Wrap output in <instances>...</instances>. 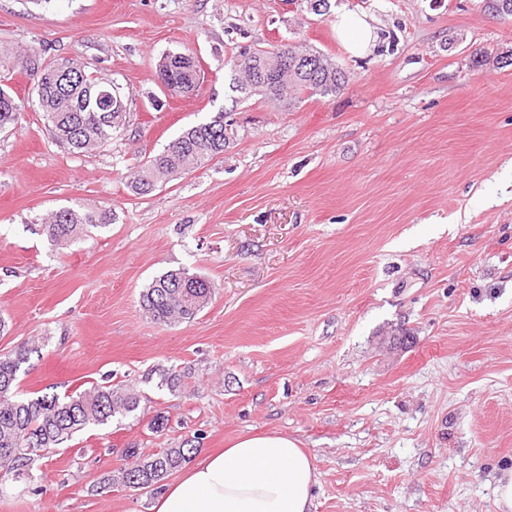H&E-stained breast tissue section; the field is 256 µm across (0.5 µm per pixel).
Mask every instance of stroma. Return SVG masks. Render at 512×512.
Returning <instances> with one entry per match:
<instances>
[{"label": "stroma", "mask_w": 512, "mask_h": 512, "mask_svg": "<svg viewBox=\"0 0 512 512\" xmlns=\"http://www.w3.org/2000/svg\"><path fill=\"white\" fill-rule=\"evenodd\" d=\"M0 0V46L47 47L130 97L124 132L76 157L27 104L0 133V355L36 337L20 391L107 382L134 415L0 484V512H150L153 492L101 487L129 448L205 455L248 433L300 441L312 512H499L512 469V17L483 0ZM365 13L362 56L336 14ZM302 43L349 75L288 108L231 102L239 47ZM191 51L197 92L165 95L162 54ZM225 112L223 156L146 196L130 183L188 126ZM116 216L65 249L41 224L64 207ZM214 294L190 322L156 323L141 292L177 269ZM410 335L412 346L395 337ZM192 367L169 393L161 369ZM164 416L167 426L151 422ZM373 20L363 13L344 11L336 15V36L352 55L368 52L376 38Z\"/></svg>", "instance_id": "1"}]
</instances>
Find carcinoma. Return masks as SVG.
<instances>
[{
  "label": "carcinoma",
  "mask_w": 512,
  "mask_h": 512,
  "mask_svg": "<svg viewBox=\"0 0 512 512\" xmlns=\"http://www.w3.org/2000/svg\"><path fill=\"white\" fill-rule=\"evenodd\" d=\"M299 55L311 57L316 77L298 71H286L279 56L264 47L243 48L230 63L242 94L249 96L252 70L268 72L272 89L281 93L282 101L292 103L309 93L334 96L348 84V75L314 49H301ZM34 78L37 110L42 112L45 126L56 143L73 155H84L107 146L126 124V110L102 111L95 103L99 90L112 81L97 78L84 67L64 57H49L46 50L29 48L21 52L0 49V131L16 126L25 109L10 86L16 70ZM66 70L72 76L65 91H55L57 72ZM157 76L171 96H181L196 90L199 67L196 58L185 52H168L158 62ZM231 136L224 125V113L194 125L173 139L137 171L132 190L138 195L150 193L163 179H172L189 169L203 166L224 155ZM112 223V214L94 212L80 207H67L51 213L43 224V234L54 249L66 248L91 236L92 230ZM213 285L204 277L187 270H172L156 277L140 296L145 317L158 323L193 320L212 298ZM37 349L35 342H23L12 353L0 355V453L11 450L13 463L30 480L36 461L52 448L69 442L84 430L121 420L140 407L141 396L132 386H93L83 392L60 397L44 393L22 397L16 388L17 374L29 355ZM195 379L192 368L172 370L159 376L157 387L170 392H183ZM201 435L187 438L176 448H162L144 453L138 448L127 450L134 459L131 467L106 478L135 490L157 491L163 483L197 451Z\"/></svg>",
  "instance_id": "obj_1"
}]
</instances>
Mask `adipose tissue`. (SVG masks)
<instances>
[{"label": "adipose tissue", "instance_id": "adipose-tissue-1", "mask_svg": "<svg viewBox=\"0 0 512 512\" xmlns=\"http://www.w3.org/2000/svg\"><path fill=\"white\" fill-rule=\"evenodd\" d=\"M336 36L353 55L374 45L375 28L362 13L336 16ZM316 470L288 435L241 437L185 469L154 501L151 512H310Z\"/></svg>", "mask_w": 512, "mask_h": 512}]
</instances>
